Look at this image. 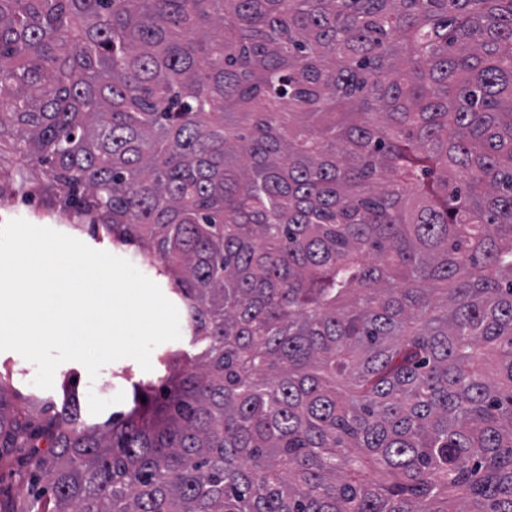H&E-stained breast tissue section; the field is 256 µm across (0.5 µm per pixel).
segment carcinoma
<instances>
[{
	"instance_id": "obj_1",
	"label": "carcinoma",
	"mask_w": 512,
	"mask_h": 512,
	"mask_svg": "<svg viewBox=\"0 0 512 512\" xmlns=\"http://www.w3.org/2000/svg\"><path fill=\"white\" fill-rule=\"evenodd\" d=\"M168 280L133 406L6 402L0 512H512V0H0V200ZM30 448H13L11 455V466L14 474L7 477L2 483V486H7L12 495L23 498L27 494V489L30 487L29 470L26 463L29 460Z\"/></svg>"
}]
</instances>
